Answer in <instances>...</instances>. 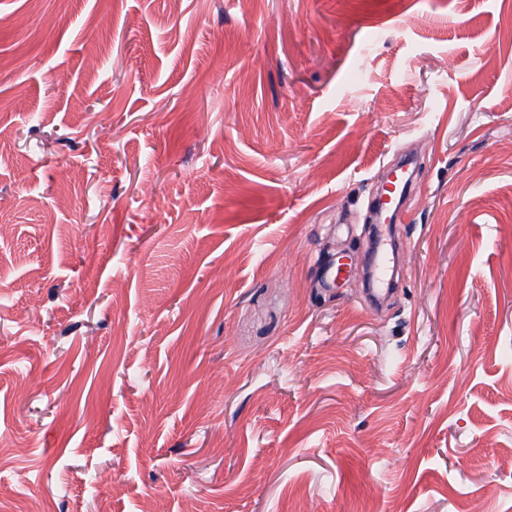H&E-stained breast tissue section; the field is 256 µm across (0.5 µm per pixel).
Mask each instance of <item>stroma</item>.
<instances>
[{
    "label": "stroma",
    "instance_id": "35a3bbf8",
    "mask_svg": "<svg viewBox=\"0 0 512 512\" xmlns=\"http://www.w3.org/2000/svg\"><path fill=\"white\" fill-rule=\"evenodd\" d=\"M0 143V512H512V0H0ZM409 190L410 184L403 171L394 173V176L387 181L382 207L383 213L386 214V219L390 218L387 214L395 209L396 204L408 194Z\"/></svg>",
    "mask_w": 512,
    "mask_h": 512
}]
</instances>
